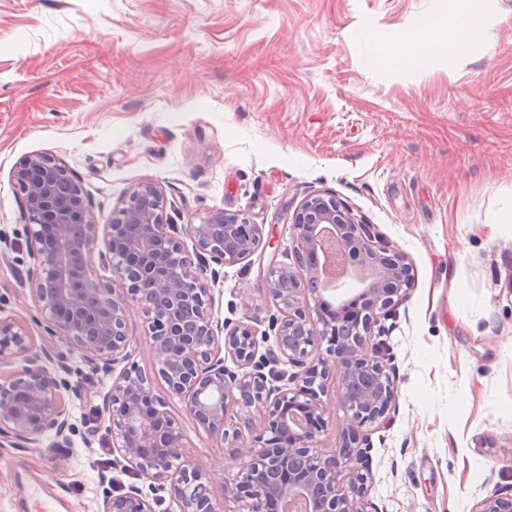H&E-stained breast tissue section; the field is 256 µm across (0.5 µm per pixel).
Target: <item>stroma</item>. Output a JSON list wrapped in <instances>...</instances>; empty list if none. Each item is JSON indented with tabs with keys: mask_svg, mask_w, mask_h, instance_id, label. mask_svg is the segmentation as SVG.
<instances>
[{
	"mask_svg": "<svg viewBox=\"0 0 512 512\" xmlns=\"http://www.w3.org/2000/svg\"><path fill=\"white\" fill-rule=\"evenodd\" d=\"M442 0H0V317L43 335L28 300L27 217L13 170L65 163L104 224L139 184L161 187L172 223L242 213L272 248L224 267L214 314L269 327L262 270L292 263V219L314 194L344 201L412 268L374 336L397 404L369 431L366 512H475L512 491V0H492L482 48L420 67L382 65L368 34L398 37ZM127 362L152 379L214 466L235 450L186 415L155 375L145 316L130 307ZM95 384L76 401L73 467L0 447V512L32 484L59 512H98L138 478L96 429Z\"/></svg>",
	"mask_w": 512,
	"mask_h": 512,
	"instance_id": "35a3bbf8",
	"label": "stroma"
}]
</instances>
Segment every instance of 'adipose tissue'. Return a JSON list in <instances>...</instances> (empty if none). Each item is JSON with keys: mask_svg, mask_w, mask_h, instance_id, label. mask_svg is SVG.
Instances as JSON below:
<instances>
[{"mask_svg": "<svg viewBox=\"0 0 512 512\" xmlns=\"http://www.w3.org/2000/svg\"><path fill=\"white\" fill-rule=\"evenodd\" d=\"M487 0H447L445 18L428 17L401 34L395 48L384 50L382 61L419 66L448 60L480 47L481 18Z\"/></svg>", "mask_w": 512, "mask_h": 512, "instance_id": "adipose-tissue-1", "label": "adipose tissue"}]
</instances>
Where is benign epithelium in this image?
I'll return each mask as SVG.
<instances>
[{"mask_svg": "<svg viewBox=\"0 0 512 512\" xmlns=\"http://www.w3.org/2000/svg\"><path fill=\"white\" fill-rule=\"evenodd\" d=\"M15 186L33 259L29 299L45 334L37 338L23 320L0 317V365L21 363L0 375V438L36 446L48 440L61 449L57 466L70 467V404L83 396L82 369L64 376L34 363L53 358L63 343L99 376V425L112 447L149 481L146 490L103 493L98 512H156L150 493L160 490L175 512H223L212 495L213 473L187 456V436L166 400L147 377L120 367L131 356L127 321L135 304L147 317L144 337L167 391L211 438L238 442V470L224 479V498L245 512H364L358 500L367 477L346 485L344 471L366 456L364 428L387 424L397 397L372 328L411 284L404 256L377 244L372 225L333 195L301 204L292 224L295 262L266 274L274 336L260 338L248 322L214 319L212 283L216 267L273 247L263 225L214 209L181 230L168 223L167 200L154 183L135 187L98 224L71 170L43 152L19 161ZM322 272L329 287L318 290L312 284ZM269 340L268 352L259 353ZM273 361L295 368L294 388L272 383L266 368ZM329 380L349 415L337 443L321 439ZM253 410L267 421L258 434ZM478 512H512V493H493Z\"/></svg>", "mask_w": 512, "mask_h": 512, "instance_id": "obj_1", "label": "benign epithelium"}]
</instances>
